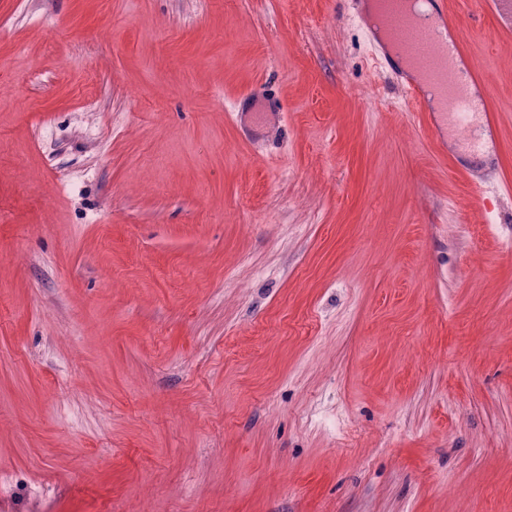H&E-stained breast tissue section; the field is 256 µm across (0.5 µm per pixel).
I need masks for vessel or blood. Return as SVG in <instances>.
Here are the masks:
<instances>
[{"mask_svg":"<svg viewBox=\"0 0 512 512\" xmlns=\"http://www.w3.org/2000/svg\"><path fill=\"white\" fill-rule=\"evenodd\" d=\"M399 2L386 0L385 21L413 71H399L382 56L376 58V67L411 101L423 100L426 90L434 91L436 105L423 116L428 132L449 127L458 145L474 154L483 153L485 134L499 125L491 103L488 71L468 64V36L462 29L452 28L450 20L439 17L437 25L453 31L450 41H442L435 37L434 27L417 22L400 8ZM477 7L496 18L499 38L512 37V0H477ZM467 179L480 199L489 193L512 190V179L505 176L496 160L469 170Z\"/></svg>","mask_w":512,"mask_h":512,"instance_id":"1","label":"vessel or blood"}]
</instances>
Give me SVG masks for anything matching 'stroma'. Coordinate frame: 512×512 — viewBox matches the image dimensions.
I'll use <instances>...</instances> for the list:
<instances>
[{"instance_id":"obj_1","label":"stroma","mask_w":512,"mask_h":512,"mask_svg":"<svg viewBox=\"0 0 512 512\" xmlns=\"http://www.w3.org/2000/svg\"><path fill=\"white\" fill-rule=\"evenodd\" d=\"M488 69L512 174V52ZM348 0H0V512H512V197ZM467 179L472 193L482 204L487 193L509 192L511 190V180L505 176L498 158H495L491 163L469 170Z\"/></svg>"}]
</instances>
